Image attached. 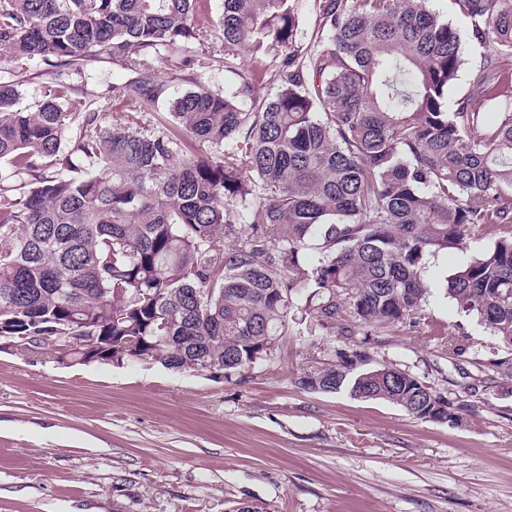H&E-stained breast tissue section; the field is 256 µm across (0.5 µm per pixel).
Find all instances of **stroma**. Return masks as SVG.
<instances>
[{
  "label": "stroma",
  "instance_id": "stroma-1",
  "mask_svg": "<svg viewBox=\"0 0 512 512\" xmlns=\"http://www.w3.org/2000/svg\"><path fill=\"white\" fill-rule=\"evenodd\" d=\"M484 49L450 0H431ZM469 258L429 262L437 336L385 329L374 363L447 392L461 425L385 400L311 393L297 379L342 343L289 324L271 359L219 377L151 361L64 367L0 351V512H512V373L488 329L460 313L444 278ZM464 348L451 351L447 334Z\"/></svg>",
  "mask_w": 512,
  "mask_h": 512
}]
</instances>
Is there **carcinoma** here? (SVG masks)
<instances>
[{"label": "carcinoma", "mask_w": 512, "mask_h": 512, "mask_svg": "<svg viewBox=\"0 0 512 512\" xmlns=\"http://www.w3.org/2000/svg\"><path fill=\"white\" fill-rule=\"evenodd\" d=\"M202 2L0 0V48L44 84L30 110L0 76V336L25 355L30 336L89 337L44 356L59 365L231 374L270 359L300 313L352 342L301 389L459 424L365 345L429 326V259L491 228L446 293L512 352V0H451L489 47L453 102L460 37L429 0H312L304 47L302 0H223L217 17ZM205 45L235 83L192 75L168 98L155 61L181 76ZM106 61L127 77L79 96L67 77ZM114 99L127 121L103 125ZM161 102L162 129L133 126Z\"/></svg>", "instance_id": "1"}]
</instances>
